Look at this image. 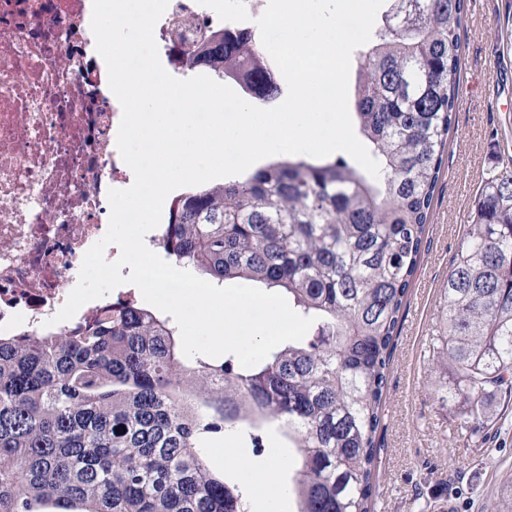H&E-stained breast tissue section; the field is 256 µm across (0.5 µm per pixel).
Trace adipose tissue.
<instances>
[{"instance_id": "obj_1", "label": "adipose tissue", "mask_w": 512, "mask_h": 512, "mask_svg": "<svg viewBox=\"0 0 512 512\" xmlns=\"http://www.w3.org/2000/svg\"><path fill=\"white\" fill-rule=\"evenodd\" d=\"M224 458L226 464L247 480L251 489V512H272L274 506L286 498V489L275 479L276 474L287 464L284 457L271 456L265 467L258 470L251 466L240 449L230 445L224 450Z\"/></svg>"}]
</instances>
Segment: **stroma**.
I'll use <instances>...</instances> for the list:
<instances>
[{
  "instance_id": "35a3bbf8",
  "label": "stroma",
  "mask_w": 512,
  "mask_h": 512,
  "mask_svg": "<svg viewBox=\"0 0 512 512\" xmlns=\"http://www.w3.org/2000/svg\"><path fill=\"white\" fill-rule=\"evenodd\" d=\"M461 41L459 106L383 397L373 512H512V398L461 428L462 399L437 395L432 347L481 175L512 158V0H470Z\"/></svg>"
}]
</instances>
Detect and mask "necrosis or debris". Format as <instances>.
<instances>
[{"mask_svg":"<svg viewBox=\"0 0 512 512\" xmlns=\"http://www.w3.org/2000/svg\"><path fill=\"white\" fill-rule=\"evenodd\" d=\"M93 0H0V334L29 335L65 304L85 252L108 227L109 189L129 181L117 149L122 107L89 28ZM197 0H169L154 37L170 71L172 20Z\"/></svg>","mask_w":512,"mask_h":512,"instance_id":"obj_1","label":"necrosis or debris"}]
</instances>
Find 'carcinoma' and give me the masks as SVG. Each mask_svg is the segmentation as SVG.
Returning <instances> with one entry per match:
<instances>
[{"label": "carcinoma", "instance_id": "obj_1", "mask_svg": "<svg viewBox=\"0 0 512 512\" xmlns=\"http://www.w3.org/2000/svg\"><path fill=\"white\" fill-rule=\"evenodd\" d=\"M349 73L361 142L380 167L281 154L170 207L160 247L213 284L288 296L316 318L251 368L186 358L178 328L132 293L69 332L0 336V512H247V486L204 448L271 430L294 449L295 512H372L375 435L397 337L459 105L469 0H390ZM177 54L219 79L245 73L254 106L279 87L255 32L220 29ZM437 358L469 419L512 397V167L479 183L446 287Z\"/></svg>", "mask_w": 512, "mask_h": 512}]
</instances>
